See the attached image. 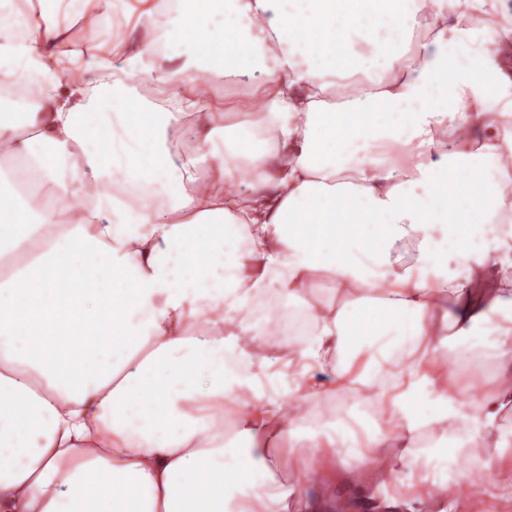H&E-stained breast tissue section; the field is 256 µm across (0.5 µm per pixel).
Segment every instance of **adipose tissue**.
Instances as JSON below:
<instances>
[{"instance_id": "ef3b65f1", "label": "adipose tissue", "mask_w": 512, "mask_h": 512, "mask_svg": "<svg viewBox=\"0 0 512 512\" xmlns=\"http://www.w3.org/2000/svg\"><path fill=\"white\" fill-rule=\"evenodd\" d=\"M56 2L0 0V512H288L389 442L418 500L474 484L512 407V0H383L371 76L336 61L362 0ZM356 383L382 421L327 425Z\"/></svg>"}]
</instances>
